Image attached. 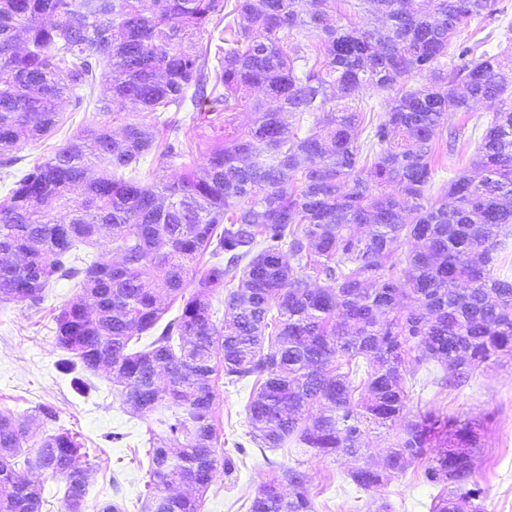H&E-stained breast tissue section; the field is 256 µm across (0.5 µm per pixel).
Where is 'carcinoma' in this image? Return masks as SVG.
<instances>
[{
	"label": "carcinoma",
	"mask_w": 512,
	"mask_h": 512,
	"mask_svg": "<svg viewBox=\"0 0 512 512\" xmlns=\"http://www.w3.org/2000/svg\"><path fill=\"white\" fill-rule=\"evenodd\" d=\"M338 1L385 25L329 24ZM411 2L0 0V171L60 124L61 100L106 117L0 201V302L37 307L51 283L80 285L55 316L62 368L106 370L122 405L149 420L139 512H200L217 467L234 468L213 423L222 379L253 381L257 447L360 458L368 433L403 416L409 354L437 363L445 386L512 354L501 265L512 248V46L460 38L495 0H429L428 12ZM423 72L428 83L405 88ZM370 90L395 92L374 117L361 107ZM118 101L149 122L124 120ZM482 102L496 108L469 167L433 192L439 141L457 140L448 119ZM242 111L255 119L240 132ZM180 112L214 133L198 161ZM152 154L182 174L142 171ZM104 231L107 260L86 251ZM228 286L218 319L213 299ZM29 431L0 415V512H42L34 469L64 479V512H84L78 435L52 428L32 443ZM480 439L473 423L428 409L386 448L385 468L348 477L367 491L425 461V481L441 486L431 512H481ZM249 512H315L307 475L273 476Z\"/></svg>",
	"instance_id": "cac0c4a2"
}]
</instances>
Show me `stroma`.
I'll return each mask as SVG.
<instances>
[{"label":"stroma","mask_w":512,"mask_h":512,"mask_svg":"<svg viewBox=\"0 0 512 512\" xmlns=\"http://www.w3.org/2000/svg\"><path fill=\"white\" fill-rule=\"evenodd\" d=\"M64 122L47 137L25 144L18 152V171H25L51 155L54 147L72 139L90 125L93 115L63 107ZM491 115L488 105L459 112L451 122L459 132L456 151L444 155L436 175L444 183L460 171L472 155ZM81 293L77 283L61 280L46 291L40 310L26 305L0 303V415L23 418L39 407L52 406L57 424L81 434L91 450L92 470L87 503L109 498L123 512H138L139 497L147 492V420L132 416L120 403L117 383L111 375L93 376L89 393L78 390L72 375L58 363L63 351L57 346L53 317L62 305L74 302ZM415 379L404 413L434 409L445 415L480 425L481 446L476 453L475 479L483 488V512H512V357L476 370L459 387L434 384L441 368L406 365ZM250 394L246 385L223 387L215 404V424L225 453L234 458L232 472L217 471L203 497L200 512H248L260 486L281 468L295 467L309 478L315 512H430L438 487L420 483L416 466H408L387 485L370 491L351 484L348 472L354 459L301 455L288 448H258L248 434L245 406Z\"/></svg>","instance_id":"stroma-1"}]
</instances>
